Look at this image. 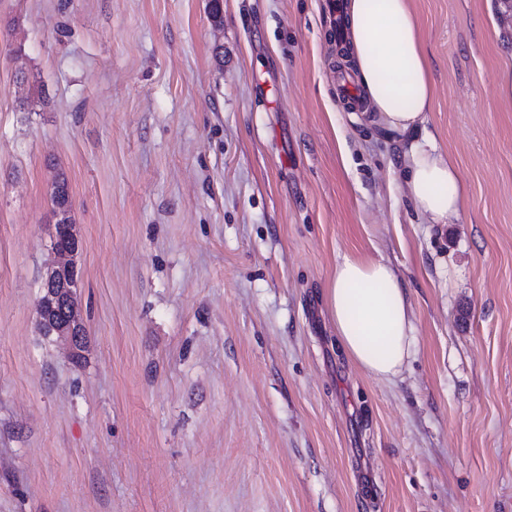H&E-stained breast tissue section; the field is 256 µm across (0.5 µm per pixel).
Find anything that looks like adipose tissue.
<instances>
[{"label":"adipose tissue","mask_w":512,"mask_h":512,"mask_svg":"<svg viewBox=\"0 0 512 512\" xmlns=\"http://www.w3.org/2000/svg\"><path fill=\"white\" fill-rule=\"evenodd\" d=\"M345 23L343 59L362 88L372 124L398 137L411 207L431 223H453L463 184L457 163L426 130L435 85L411 0H348ZM325 300L349 359L374 379L396 378L415 335L407 292L391 265L343 258Z\"/></svg>","instance_id":"adipose-tissue-1"}]
</instances>
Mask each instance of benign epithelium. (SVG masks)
Listing matches in <instances>:
<instances>
[{
    "instance_id": "obj_1",
    "label": "benign epithelium",
    "mask_w": 512,
    "mask_h": 512,
    "mask_svg": "<svg viewBox=\"0 0 512 512\" xmlns=\"http://www.w3.org/2000/svg\"><path fill=\"white\" fill-rule=\"evenodd\" d=\"M76 237L73 225L63 222L54 225V248L56 260L46 269L42 278L38 310L43 334L55 336L69 348L76 349L80 337L82 319L76 306L77 282H66L65 274L74 268L77 248L69 244ZM62 313V319L54 320L48 310Z\"/></svg>"
}]
</instances>
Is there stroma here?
I'll return each mask as SVG.
<instances>
[{"label":"stroma","instance_id":"obj_1","mask_svg":"<svg viewBox=\"0 0 512 512\" xmlns=\"http://www.w3.org/2000/svg\"><path fill=\"white\" fill-rule=\"evenodd\" d=\"M329 2L0 0V512H512V11L412 0L464 186L432 224ZM58 175L78 358L37 314ZM347 255L407 290L393 381L336 336Z\"/></svg>","mask_w":512,"mask_h":512}]
</instances>
